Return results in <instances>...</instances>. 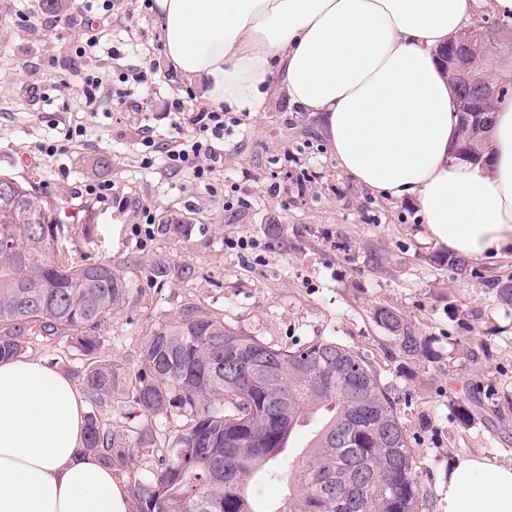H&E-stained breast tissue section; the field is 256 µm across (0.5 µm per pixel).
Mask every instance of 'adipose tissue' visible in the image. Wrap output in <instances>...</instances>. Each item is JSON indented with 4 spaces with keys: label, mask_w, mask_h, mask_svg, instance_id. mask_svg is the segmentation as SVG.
I'll return each mask as SVG.
<instances>
[{
    "label": "adipose tissue",
    "mask_w": 512,
    "mask_h": 512,
    "mask_svg": "<svg viewBox=\"0 0 512 512\" xmlns=\"http://www.w3.org/2000/svg\"><path fill=\"white\" fill-rule=\"evenodd\" d=\"M512 0H154L168 64L196 99L267 111L272 95L320 117L340 168L415 202L431 239L472 259L512 250V96L489 159L452 157L456 97L437 56L483 8ZM84 402L40 360L0 361V512H127L114 470L82 453ZM443 512H512V464L457 458Z\"/></svg>",
    "instance_id": "ef3b65f1"
}]
</instances>
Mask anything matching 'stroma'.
Here are the masks:
<instances>
[{"mask_svg": "<svg viewBox=\"0 0 512 512\" xmlns=\"http://www.w3.org/2000/svg\"><path fill=\"white\" fill-rule=\"evenodd\" d=\"M152 18L143 0H119L94 22L99 45L76 63L63 14L40 8L27 19L0 20V173L46 197L59 259L109 262L128 285L101 332L100 356L134 379L148 338L189 308L275 347L334 340L369 362L395 402L432 495L430 512H443L442 486L456 458L512 464V306L492 293L497 280L512 277V251L470 261V275L460 280L416 207L373 195L346 175L318 117L281 97L259 117L236 114L224 164L213 174L216 193L163 160L144 168L143 136L170 142L190 135L171 126L168 103L196 106L184 79L164 78ZM475 24L501 30L491 65L511 96L512 18L486 11ZM133 69L155 72L145 120L113 100L119 75ZM89 74L103 80L93 115L84 97ZM33 82L43 98L28 93ZM70 122L84 132L65 153H36ZM103 156L109 164L101 169ZM98 178L127 197L125 209L77 195ZM147 207L152 231L135 233ZM239 238L256 249L230 248ZM159 264L167 276H153ZM381 306L429 338L436 362H407L375 319ZM24 354L74 382L86 364L70 338L37 329ZM461 403L472 414L464 425L454 416Z\"/></svg>", "mask_w": 512, "mask_h": 512, "instance_id": "obj_1", "label": "stroma"}]
</instances>
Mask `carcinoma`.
<instances>
[{
  "label": "carcinoma",
  "instance_id": "obj_1",
  "mask_svg": "<svg viewBox=\"0 0 512 512\" xmlns=\"http://www.w3.org/2000/svg\"><path fill=\"white\" fill-rule=\"evenodd\" d=\"M454 155L482 162L489 127L460 113ZM0 197V360L19 355L33 325L75 341L88 365L82 386L101 407L127 391L112 362L98 358L100 331L127 286L107 262L55 258L56 226L43 196L12 176ZM377 321L408 359H430L426 337L390 307ZM132 402L147 421L116 431L91 411L83 451L124 469L151 451L155 464L134 480L135 512H259L253 476L288 479V497L270 512H429L409 437L393 402L357 352L328 339L274 347L188 310L160 325L141 352ZM190 415L160 444L150 419ZM317 419L304 454L288 459L298 429Z\"/></svg>",
  "mask_w": 512,
  "mask_h": 512
}]
</instances>
